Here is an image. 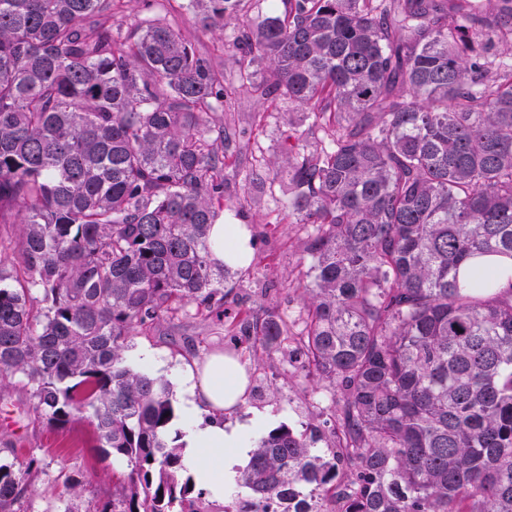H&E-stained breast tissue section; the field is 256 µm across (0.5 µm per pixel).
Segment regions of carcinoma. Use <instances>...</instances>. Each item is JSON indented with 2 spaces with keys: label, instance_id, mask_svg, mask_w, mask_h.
<instances>
[{
  "label": "carcinoma",
  "instance_id": "cac0c4a2",
  "mask_svg": "<svg viewBox=\"0 0 512 512\" xmlns=\"http://www.w3.org/2000/svg\"><path fill=\"white\" fill-rule=\"evenodd\" d=\"M125 0H0V386L37 415H84L127 472L97 512H204L171 436L168 382L130 365L136 329L188 306L232 341H299L337 386L331 434L287 424L237 484L265 507L310 491L329 512H512V0H187L234 47L242 81L308 110L327 140L288 136L266 162L309 228L303 329L224 307L209 230L223 207L224 74ZM36 459L0 462L17 512Z\"/></svg>",
  "mask_w": 512,
  "mask_h": 512
}]
</instances>
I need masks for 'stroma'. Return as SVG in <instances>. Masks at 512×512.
Here are the masks:
<instances>
[{"label": "stroma", "mask_w": 512, "mask_h": 512, "mask_svg": "<svg viewBox=\"0 0 512 512\" xmlns=\"http://www.w3.org/2000/svg\"><path fill=\"white\" fill-rule=\"evenodd\" d=\"M161 15L198 50L223 57L227 90L224 122L242 133L238 155L226 160L228 188L223 215L225 223L245 225L253 257L229 280L227 305L248 308L260 316L274 311L299 319L295 289L305 281L308 270L304 259L307 231L302 225L289 223L284 212L289 195L287 177L272 176L255 184L251 171L261 158L279 152L287 126L304 132L312 144L324 134L309 126L302 107L285 101L271 105L239 83V63L232 47L235 25L226 26L223 36L213 35L200 28L181 0H165ZM227 349L230 339L224 334L223 323L189 308L138 330L127 359L131 365L168 380L180 401L184 395L174 370ZM235 356L247 371L248 388L243 403L225 411V427L246 425L259 416L266 431L283 423L297 429L322 428L323 421L331 417L332 386L314 388L300 360L291 357L289 350L270 354L242 345ZM272 383L277 385V393L268 392ZM331 442V433L322 428L317 447ZM31 457L39 459L41 470L31 479L23 512H57L63 482L81 474L90 481L76 502L80 512H94L111 499L113 478L124 470L122 463L104 457L87 418H75L63 429L49 426L34 415L29 391L15 381L0 389V458L24 462Z\"/></svg>", "instance_id": "obj_1"}]
</instances>
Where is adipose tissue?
<instances>
[{"mask_svg":"<svg viewBox=\"0 0 512 512\" xmlns=\"http://www.w3.org/2000/svg\"><path fill=\"white\" fill-rule=\"evenodd\" d=\"M216 259L236 265L249 260L248 232L241 224H216L210 231ZM188 399L184 406V462L208 500L223 503L235 484L236 467L246 456L259 427L251 424L225 429V409L236 406L248 386L244 369L233 358L217 353L202 364L181 368Z\"/></svg>","mask_w":512,"mask_h":512,"instance_id":"adipose-tissue-1","label":"adipose tissue"}]
</instances>
